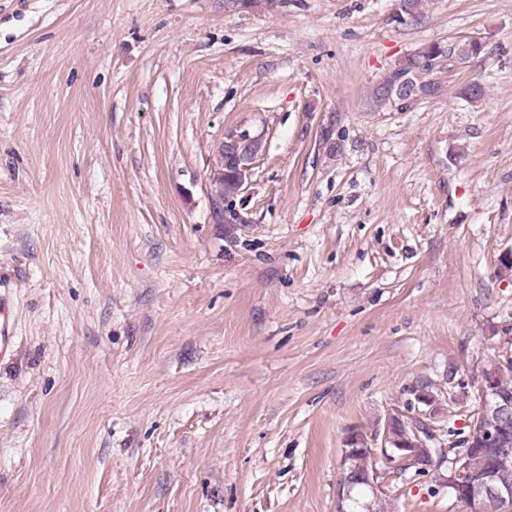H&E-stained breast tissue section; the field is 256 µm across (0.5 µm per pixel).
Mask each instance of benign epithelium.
I'll return each instance as SVG.
<instances>
[{"label":"benign epithelium","instance_id":"benign-epithelium-1","mask_svg":"<svg viewBox=\"0 0 512 512\" xmlns=\"http://www.w3.org/2000/svg\"><path fill=\"white\" fill-rule=\"evenodd\" d=\"M263 147V137L243 129L236 132L227 145L229 155L236 161L242 177L212 194L218 210L244 191L254 174L256 159ZM501 361L494 359L481 372L477 385L480 406L475 422L469 423L464 436L468 454L452 460L448 484L455 494L467 501L472 512H512V471L503 468L501 457L512 453L505 447L512 439V393L498 388ZM417 403L424 409L414 414L395 412L389 415L382 434H367L353 429L344 438L342 459L360 456L365 459L377 455V449L388 451V456L401 464L414 466L419 471L437 469L445 458L446 449L440 446L435 421L440 417L442 401L426 387L415 390ZM357 485L365 486L371 497L363 505L364 512H378L376 505L385 501V490L377 475L368 468L343 473L336 493V512H347L346 501Z\"/></svg>","mask_w":512,"mask_h":512}]
</instances>
